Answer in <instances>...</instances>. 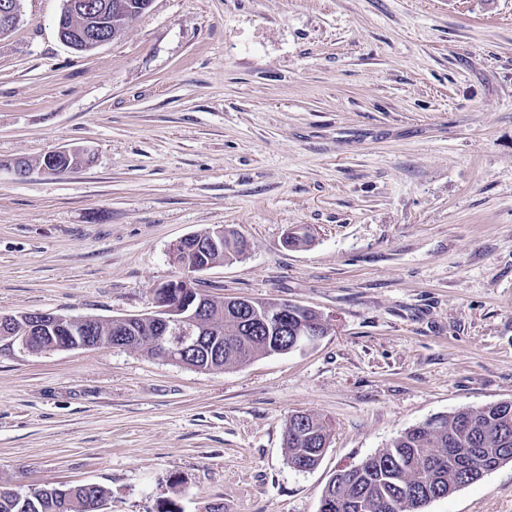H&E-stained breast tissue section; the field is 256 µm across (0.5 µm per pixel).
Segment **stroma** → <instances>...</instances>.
Instances as JSON below:
<instances>
[{"label": "stroma", "instance_id": "obj_1", "mask_svg": "<svg viewBox=\"0 0 512 512\" xmlns=\"http://www.w3.org/2000/svg\"><path fill=\"white\" fill-rule=\"evenodd\" d=\"M61 8L22 0L0 37V314L149 313L173 245L224 225L247 250L202 290L316 309L328 333L212 371L2 338L0 492L318 512L406 429L512 401V0H153L86 53ZM60 147L94 161L9 167ZM298 412L332 424L306 472L284 449ZM424 512H512V461Z\"/></svg>", "mask_w": 512, "mask_h": 512}]
</instances>
